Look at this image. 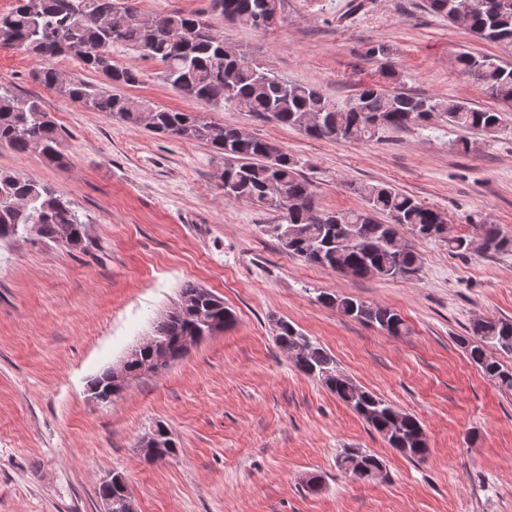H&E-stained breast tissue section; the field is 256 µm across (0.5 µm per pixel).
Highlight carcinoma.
Segmentation results:
<instances>
[{
  "label": "carcinoma",
  "mask_w": 512,
  "mask_h": 512,
  "mask_svg": "<svg viewBox=\"0 0 512 512\" xmlns=\"http://www.w3.org/2000/svg\"><path fill=\"white\" fill-rule=\"evenodd\" d=\"M283 0H211L224 21L268 29L280 19ZM429 10L450 24L462 25L479 40L512 46V0H427ZM128 46L162 67L161 76L182 97L212 105L229 104L262 119L297 129L318 140L371 141L381 134L421 125L434 118L462 131L496 133L501 113L464 102L440 100L368 85L355 95L334 99L315 86L279 78L259 63L226 45L200 14L172 11L161 20L142 13L136 0H17L0 13V49H20L39 61L33 80L70 101L104 112L129 126L174 139L201 142L224 155L218 181L224 200L250 202L281 212V248L304 262L354 276L403 277L418 270V256L404 240L405 228L419 240H440L459 255L512 251V238L496 224H480L475 235H443L448 218L386 184L359 188L365 208L326 212L305 181L299 160L280 145L253 137L197 112L174 111L112 90L133 86L137 73L112 60V47ZM70 57L108 81L103 87L68 77L55 66ZM461 72L486 87L499 102L512 104V64L494 55L462 53ZM37 155L46 164L69 166L62 139L37 97H20L0 85V147ZM383 215L382 222L377 216ZM34 234L68 249L86 247L85 222L70 202L29 176L0 172V241ZM317 300L343 315L390 336H404L409 327L397 310L371 305L355 297L323 292ZM222 319L228 327L235 313L215 294L205 296L192 282L180 291V307L161 319L154 334L165 341L170 359L184 357L183 342L200 336L203 320ZM301 342L293 359L302 374L320 381L378 433L392 448H406L407 459L429 451L421 421L406 413L393 416L392 405L342 373L319 343L292 323L280 321L274 336L282 350ZM470 359L501 390L512 391V370L488 355V349L512 354V320L481 318L462 338ZM380 458L347 448L336 466L355 480H369L367 464Z\"/></svg>",
  "instance_id": "1"
}]
</instances>
